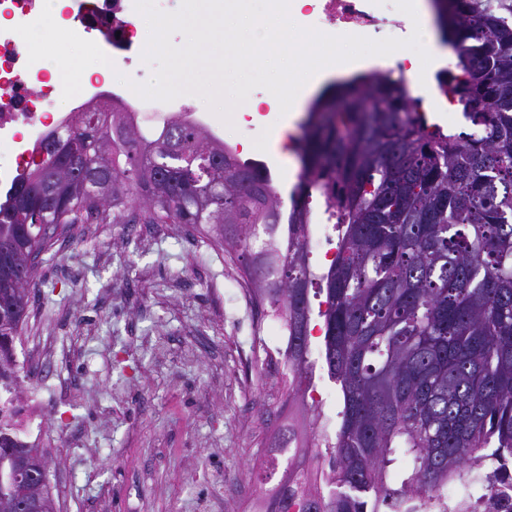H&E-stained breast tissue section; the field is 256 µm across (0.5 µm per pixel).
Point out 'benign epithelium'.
Masks as SVG:
<instances>
[{"mask_svg": "<svg viewBox=\"0 0 512 512\" xmlns=\"http://www.w3.org/2000/svg\"><path fill=\"white\" fill-rule=\"evenodd\" d=\"M51 461L47 453L15 458L9 468L0 471V482L6 480L14 487H21L24 495L23 504L18 508L10 506L11 512H54L46 489Z\"/></svg>", "mask_w": 512, "mask_h": 512, "instance_id": "obj_1", "label": "benign epithelium"}]
</instances>
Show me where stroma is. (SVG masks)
I'll list each match as a JSON object with an SVG mask.
<instances>
[{
    "label": "stroma",
    "instance_id": "stroma-1",
    "mask_svg": "<svg viewBox=\"0 0 512 512\" xmlns=\"http://www.w3.org/2000/svg\"><path fill=\"white\" fill-rule=\"evenodd\" d=\"M237 13L217 0H196L191 11L177 2L170 14L186 25L171 28L168 41L181 46L186 27L202 30ZM233 120L225 143L248 141L246 158L264 163L289 200L303 135L283 163L269 148L277 113ZM74 234V243L56 244L38 266L23 330L59 334L75 350L59 379L77 378L79 389L45 420L54 433L50 486L63 490L56 512H95L103 495L111 512H191L216 470L223 487L214 512H250L252 467L287 415L282 369L270 361L275 316L255 305L239 262L197 229L153 224L136 236L123 224L91 234L80 224ZM66 266L77 278L58 276ZM106 403L107 430L88 433ZM83 435L93 454L75 447ZM215 444L217 458L209 452Z\"/></svg>",
    "mask_w": 512,
    "mask_h": 512
}]
</instances>
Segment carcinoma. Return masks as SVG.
Listing matches in <instances>:
<instances>
[{"label":"carcinoma","mask_w":512,"mask_h":512,"mask_svg":"<svg viewBox=\"0 0 512 512\" xmlns=\"http://www.w3.org/2000/svg\"><path fill=\"white\" fill-rule=\"evenodd\" d=\"M455 70L445 95L482 135L429 126L403 80L363 77L312 107V152L288 215L265 165L181 117L147 136L124 110L93 105L0 192V363L28 287L77 224H190L244 261L256 305L288 330V403L322 368L343 407L335 439L295 422L266 512H512V0H442ZM335 219L329 266L310 264L312 192ZM318 299L313 305L312 299ZM40 449L0 426L1 454ZM493 469L473 497L472 471ZM400 484L386 481L391 467ZM464 490L448 510V483Z\"/></svg>","instance_id":"obj_1"}]
</instances>
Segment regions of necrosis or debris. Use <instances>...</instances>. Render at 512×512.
<instances>
[{"label": "necrosis or debris", "mask_w": 512, "mask_h": 512, "mask_svg": "<svg viewBox=\"0 0 512 512\" xmlns=\"http://www.w3.org/2000/svg\"><path fill=\"white\" fill-rule=\"evenodd\" d=\"M264 12L296 20L313 55L323 54L330 38L343 36L360 40L374 34L407 46L415 31L409 11L410 0H264ZM141 0H64L57 18L62 28L91 40L107 34L106 53L112 60L130 64L135 49L134 22ZM43 9L42 0H0V148L11 151L13 161L0 162V186L11 183L19 167L39 155L42 140L61 128L71 113L87 101L76 95L68 112L57 107L62 78L46 68L44 61L29 62L28 50L16 28L34 22ZM87 84L98 98L115 102L131 112L135 123L163 121L167 103L144 100L125 85H113L108 74L94 73ZM47 397L33 387L22 400L0 399L10 424L31 435L39 434L47 413Z\"/></svg>", "instance_id": "4bbe7bcc"}]
</instances>
